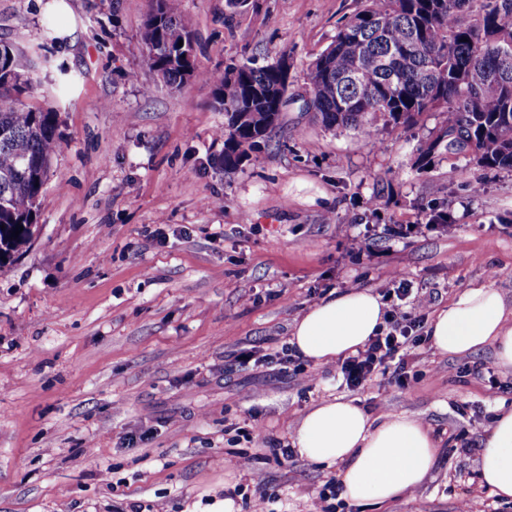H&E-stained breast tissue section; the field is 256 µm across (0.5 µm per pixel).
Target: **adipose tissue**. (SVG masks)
I'll use <instances>...</instances> for the list:
<instances>
[{
    "mask_svg": "<svg viewBox=\"0 0 512 512\" xmlns=\"http://www.w3.org/2000/svg\"><path fill=\"white\" fill-rule=\"evenodd\" d=\"M385 308L371 290H346L296 320L291 343L324 365L356 352L384 326ZM434 348L460 355L492 347L512 371V308L491 286L465 289L428 324ZM292 445L300 457L334 469L352 502L387 504L420 487L440 452L431 429L410 414L371 417L353 399L320 402L299 420ZM479 475L494 495L512 500V409H498L482 444Z\"/></svg>",
    "mask_w": 512,
    "mask_h": 512,
    "instance_id": "obj_1",
    "label": "adipose tissue"
}]
</instances>
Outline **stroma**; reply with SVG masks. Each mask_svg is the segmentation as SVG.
I'll return each instance as SVG.
<instances>
[{
    "mask_svg": "<svg viewBox=\"0 0 512 512\" xmlns=\"http://www.w3.org/2000/svg\"><path fill=\"white\" fill-rule=\"evenodd\" d=\"M64 2L0 0V37L33 59L61 140L31 244L0 268V512H209L227 499L233 512H316L333 471L273 449L340 396L414 414L443 445L421 487L344 512H459L474 497L512 512L478 473L497 408L512 406L492 348L448 356L425 342L408 385L388 373L354 389L340 362L275 358L307 308L381 293L398 269L434 310L480 285L512 304V168L443 154L416 170L429 114L371 145L306 112L310 63L364 0H184L205 68L290 58L262 163L232 173L215 164L224 112L210 87L169 89L144 62L148 0ZM434 209L451 226L429 223ZM229 452L246 467L226 472Z\"/></svg>",
    "mask_w": 512,
    "mask_h": 512,
    "instance_id": "1",
    "label": "stroma"
}]
</instances>
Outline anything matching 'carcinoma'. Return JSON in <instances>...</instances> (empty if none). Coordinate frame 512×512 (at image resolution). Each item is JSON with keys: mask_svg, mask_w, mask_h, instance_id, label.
<instances>
[{"mask_svg": "<svg viewBox=\"0 0 512 512\" xmlns=\"http://www.w3.org/2000/svg\"><path fill=\"white\" fill-rule=\"evenodd\" d=\"M310 64L306 110L328 129L352 130L373 142L380 129L413 126L430 113L435 125L417 148L424 169L439 153L465 154L458 134L474 144L477 164L512 168V55L501 58L488 37L512 42V0H365ZM141 44L145 61L171 89L187 68L213 87L224 109V153L230 172L259 161L260 144L280 124L289 72L281 61H247L224 71L183 59L196 51L182 0H149ZM24 52L0 37V266L32 241L39 200L61 148L56 112L24 102L29 80ZM18 236H11L16 227Z\"/></svg>", "mask_w": 512, "mask_h": 512, "instance_id": "obj_1", "label": "carcinoma"}]
</instances>
